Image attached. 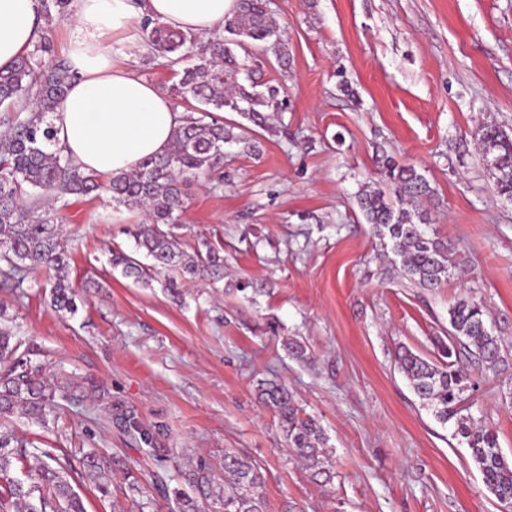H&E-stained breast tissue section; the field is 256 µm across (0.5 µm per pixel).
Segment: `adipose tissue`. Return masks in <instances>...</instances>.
<instances>
[{
    "mask_svg": "<svg viewBox=\"0 0 512 512\" xmlns=\"http://www.w3.org/2000/svg\"><path fill=\"white\" fill-rule=\"evenodd\" d=\"M235 0H75L68 50L78 73L61 106L57 140L80 168L102 177L135 170L167 148L181 112L154 84L115 58L110 40L149 15L173 28L208 33ZM38 0H0V68L36 38Z\"/></svg>",
    "mask_w": 512,
    "mask_h": 512,
    "instance_id": "adipose-tissue-1",
    "label": "adipose tissue"
}]
</instances>
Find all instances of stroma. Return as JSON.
Listing matches in <instances>:
<instances>
[{"mask_svg": "<svg viewBox=\"0 0 512 512\" xmlns=\"http://www.w3.org/2000/svg\"><path fill=\"white\" fill-rule=\"evenodd\" d=\"M288 30V109L257 130L263 155H239L222 184L192 185L177 234L208 244L222 279L165 288L124 277L142 214L101 199L63 210L77 286L75 314L50 306L49 275L21 293L0 288V324L35 352L46 377L71 385L57 423L0 429L46 448L103 451L112 491L88 475L73 487L86 512H169L140 470V443L116 423L132 413L170 467L224 472L231 451L262 465L267 512H512L486 489L458 417L496 430L512 462V369L471 367L457 418L440 422L398 371L404 345L438 359L448 308L468 298L512 352V200L500 196L475 136L512 135V0H271ZM137 74L168 91L164 59L140 26L111 43ZM416 166L431 192L419 203L428 235L453 268L443 287H413L385 255L358 205L385 187L381 164ZM309 356L288 355L283 341ZM284 382L328 438L335 478L323 485L297 459L277 414L258 399ZM138 478L142 493L129 491Z\"/></svg>", "mask_w": 512, "mask_h": 512, "instance_id": "obj_1", "label": "stroma"}]
</instances>
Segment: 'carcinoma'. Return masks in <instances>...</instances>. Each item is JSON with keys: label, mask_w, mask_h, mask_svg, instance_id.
<instances>
[{"label": "carcinoma", "mask_w": 512, "mask_h": 512, "mask_svg": "<svg viewBox=\"0 0 512 512\" xmlns=\"http://www.w3.org/2000/svg\"><path fill=\"white\" fill-rule=\"evenodd\" d=\"M71 2L39 0L38 14L48 23L64 19ZM140 25L153 52L179 76L171 93L185 103V115L164 153L106 182L82 171L56 142L54 121L61 119V103L77 73L66 59L52 56L48 39L41 38L13 66L0 69V262L6 265L0 287H20L30 269L52 271L51 306L60 314L75 313L77 305L66 279L63 217L54 204L65 207L71 196L106 194L119 206L144 210L146 221L129 233L137 250L152 260L151 269L177 274L165 286L174 289L179 279L203 280L224 267V258L210 247L188 253L173 232L187 208L188 186L220 177L224 164L239 154H255L254 128L271 130V117L287 107L284 84L264 80L268 66L283 77L291 67L288 31L272 16L269 0H237L224 16L227 36L205 42L149 16ZM226 111L242 121H224L219 113ZM477 135L483 155L493 156L498 191L511 199L512 136L495 125L482 127ZM387 175L392 193L366 190L359 195V207L382 248L400 258L401 276L428 291L440 288L448 282L452 263L448 245L427 236L426 219L417 210L419 198L430 192L428 181L411 166L393 164ZM112 264L128 278L147 276L140 261L122 251L112 253ZM448 315V343L441 345L445 361L433 362L406 346L396 356L416 396L444 423L457 413L469 377L453 357L466 352L492 372L509 365L500 337L487 328L482 305L459 299ZM32 354L20 337L0 325V420L46 425L58 419L57 399L72 398L67 388L40 375L42 366L33 363ZM261 392L264 404L277 413L288 446L313 477L331 482L319 423L303 414L285 384L265 382ZM457 433L466 440L487 490L500 503L512 504V463L504 458L496 431L468 417L457 421ZM82 471L102 494L109 493V474L98 452L77 457L65 448H41L0 432V512H85L70 483L72 474ZM149 476L174 512H266L260 466L232 452L224 453L222 483L202 464L172 474L161 459ZM175 480L183 486H171Z\"/></svg>", "instance_id": "carcinoma-1"}]
</instances>
